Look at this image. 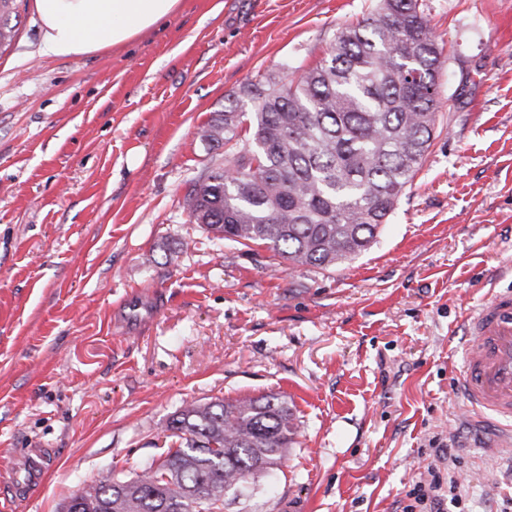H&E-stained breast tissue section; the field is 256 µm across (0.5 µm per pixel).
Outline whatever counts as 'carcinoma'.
Masks as SVG:
<instances>
[{
    "instance_id": "cac0c4a2",
    "label": "carcinoma",
    "mask_w": 512,
    "mask_h": 512,
    "mask_svg": "<svg viewBox=\"0 0 512 512\" xmlns=\"http://www.w3.org/2000/svg\"><path fill=\"white\" fill-rule=\"evenodd\" d=\"M18 2L0 0V53L19 30ZM443 64L421 0H378L317 65L288 81H249L210 118L200 140L224 147V165L187 190L190 218L291 268L354 259L422 167ZM295 420L275 394L187 406L167 425L175 441L159 459L72 498L68 512H224L228 493L278 470ZM212 490L193 506L192 492Z\"/></svg>"
}]
</instances>
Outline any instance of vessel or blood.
Listing matches in <instances>:
<instances>
[{
	"instance_id": "1",
	"label": "vessel or blood",
	"mask_w": 512,
	"mask_h": 512,
	"mask_svg": "<svg viewBox=\"0 0 512 512\" xmlns=\"http://www.w3.org/2000/svg\"><path fill=\"white\" fill-rule=\"evenodd\" d=\"M474 343L464 358L462 390L472 405L512 420V291H496L469 317ZM12 481L23 490L41 480L47 458L23 457L11 463Z\"/></svg>"
}]
</instances>
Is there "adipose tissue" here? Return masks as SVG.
Masks as SVG:
<instances>
[{"label": "adipose tissue", "mask_w": 512, "mask_h": 512, "mask_svg": "<svg viewBox=\"0 0 512 512\" xmlns=\"http://www.w3.org/2000/svg\"><path fill=\"white\" fill-rule=\"evenodd\" d=\"M181 0H35L44 45L58 56L124 44L174 14Z\"/></svg>", "instance_id": "1"}]
</instances>
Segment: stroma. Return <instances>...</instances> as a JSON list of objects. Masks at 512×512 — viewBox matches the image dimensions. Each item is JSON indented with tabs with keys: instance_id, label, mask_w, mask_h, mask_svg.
<instances>
[{
	"instance_id": "stroma-1",
	"label": "stroma",
	"mask_w": 512,
	"mask_h": 512,
	"mask_svg": "<svg viewBox=\"0 0 512 512\" xmlns=\"http://www.w3.org/2000/svg\"><path fill=\"white\" fill-rule=\"evenodd\" d=\"M375 0H181L131 41L42 52L35 0L0 55V512H66L166 449L182 407L278 393L298 433L224 512H401L455 467L467 512L512 496L459 391L465 319L512 289V0H423L438 131L375 243L334 269L215 240L184 196L198 131L247 81L301 72ZM140 293L144 306L124 304ZM48 453L25 493L1 470Z\"/></svg>"
}]
</instances>
